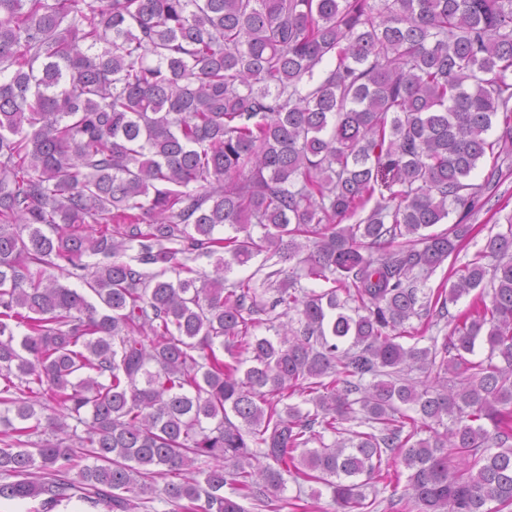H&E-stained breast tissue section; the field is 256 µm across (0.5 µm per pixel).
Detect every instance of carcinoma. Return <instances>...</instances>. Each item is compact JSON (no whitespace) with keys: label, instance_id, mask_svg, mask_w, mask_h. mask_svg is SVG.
Returning a JSON list of instances; mask_svg holds the SVG:
<instances>
[{"label":"carcinoma","instance_id":"obj_1","mask_svg":"<svg viewBox=\"0 0 512 512\" xmlns=\"http://www.w3.org/2000/svg\"><path fill=\"white\" fill-rule=\"evenodd\" d=\"M510 168L512 0H0V500L509 512ZM501 192H506L504 198L498 203L497 197L493 198L488 207L468 221V224H473L474 229L471 236L461 244L456 268L471 260L490 234L506 230L507 217L512 216V175L500 187L499 193ZM301 497L305 501L297 502L299 504H307L310 507L308 510L303 511L296 509L290 511L287 509L283 512H333L330 491L321 483L308 482L303 484Z\"/></svg>","mask_w":512,"mask_h":512}]
</instances>
